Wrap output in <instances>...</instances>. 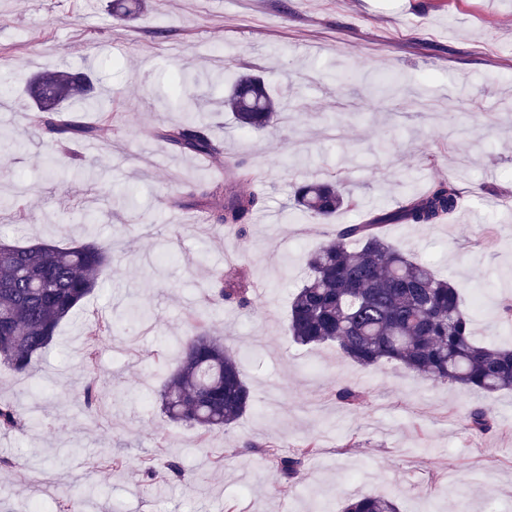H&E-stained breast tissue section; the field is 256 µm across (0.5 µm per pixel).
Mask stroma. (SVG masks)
Here are the masks:
<instances>
[{"label": "stroma", "instance_id": "1", "mask_svg": "<svg viewBox=\"0 0 512 512\" xmlns=\"http://www.w3.org/2000/svg\"><path fill=\"white\" fill-rule=\"evenodd\" d=\"M89 74L108 117L94 151L51 144L24 93L38 73ZM0 240L87 241L112 251L104 292L57 330L30 374L0 367V403L32 424L0 433V512L79 496L81 512H340L346 498L389 496L399 512H512V392L483 395L399 365L365 369L335 346L287 333L306 257L336 230L453 179L452 222L389 226L387 239L451 278L478 339L512 346L498 320L512 303V0H144L137 18L109 0H0ZM263 77L287 100L268 132L240 130L221 101L227 80ZM189 82L209 133L207 160L174 152L152 129L179 124L171 79ZM79 156L63 180L43 164ZM253 175L259 213L225 230L192 197ZM357 200L332 221L297 216L294 188L327 174ZM244 271L247 308L219 301L218 276ZM146 317L129 316L132 303ZM223 334L250 409L208 434L167 419L158 392L178 364L186 317ZM111 320L93 366L85 327ZM101 393L96 414L82 399ZM341 384L367 403L337 400ZM487 403L497 422L465 429ZM317 447L300 476L277 481L263 452Z\"/></svg>", "mask_w": 512, "mask_h": 512}]
</instances>
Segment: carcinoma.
I'll return each mask as SVG.
<instances>
[{
  "instance_id": "carcinoma-1",
  "label": "carcinoma",
  "mask_w": 512,
  "mask_h": 512,
  "mask_svg": "<svg viewBox=\"0 0 512 512\" xmlns=\"http://www.w3.org/2000/svg\"><path fill=\"white\" fill-rule=\"evenodd\" d=\"M63 92L50 102L36 88ZM89 78L52 71L33 78L28 91L37 105L35 126L49 139L67 136L93 140L102 127L69 119V100L82 98V111L99 112L102 104L89 95ZM175 92L185 121L155 129L154 137L174 151L211 158L222 153L220 142L206 130L195 98L183 84ZM224 109L233 113L245 131L274 126L279 100L258 76H241L224 97ZM208 209L220 212L224 225L243 230L247 216L259 203L256 193L229 192L222 197L201 196ZM300 210L313 217L331 218L337 211L356 207L339 178L300 184L294 192ZM460 206V193L450 179L436 182L422 194L403 199L392 210H381L364 224H348L311 252L306 280L288 308V334L304 346L334 345L345 357L370 368L398 364L433 382L456 384L492 395L512 390V348L482 343L471 332V315L458 288L439 277L431 265L389 243L383 228L392 224L435 225L450 220ZM111 256L106 245L86 242L61 247L47 242L25 245L0 242V366L25 375L53 343L58 327L109 278ZM224 302L244 308L252 285L236 268L222 275ZM189 331L180 342L179 363L160 392L161 409L172 421L203 432L234 424L249 408L251 392L237 360L224 350V339L211 331L203 316L189 315ZM336 397L356 409L367 397L352 386L336 390ZM491 410H468L466 426L473 432L491 429ZM25 425L11 406L0 407V431ZM316 451L306 442L285 455L267 451L269 463L285 480L298 477L305 457ZM342 512H398L384 496L347 499Z\"/></svg>"
}]
</instances>
